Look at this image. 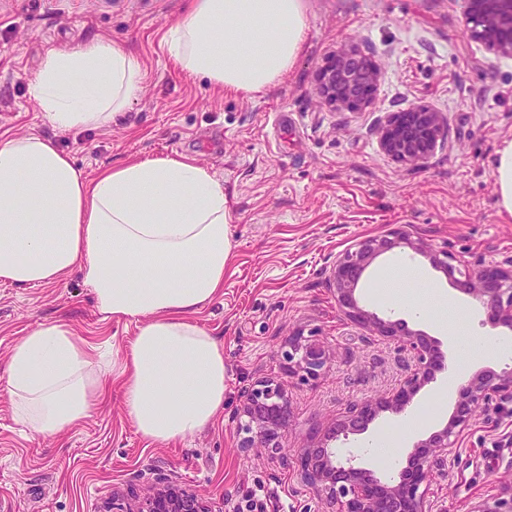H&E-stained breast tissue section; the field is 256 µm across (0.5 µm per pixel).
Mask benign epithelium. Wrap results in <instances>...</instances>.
Masks as SVG:
<instances>
[{"label": "benign epithelium", "mask_w": 512, "mask_h": 512, "mask_svg": "<svg viewBox=\"0 0 512 512\" xmlns=\"http://www.w3.org/2000/svg\"><path fill=\"white\" fill-rule=\"evenodd\" d=\"M467 30L493 53L512 56V0H462ZM381 79L378 67L355 46L335 52L316 75L317 91L332 107L358 110L369 105ZM447 121L435 110L390 112L377 129L381 150L410 166L423 164L436 150ZM421 251V244L402 230L368 237L336 257L333 281L336 301L352 321L367 326L385 338L397 339L398 348L410 355L412 365L383 406L394 413L405 410L428 378L440 368L433 344L424 336L397 337L396 324L377 316L367 317L352 292L368 265V260L396 245ZM437 264L452 283L467 286L482 305L488 318L512 327V269L489 265L473 273L465 263L446 251ZM288 373L304 382L318 380L328 363L325 346L317 339L301 336L288 341L281 352ZM512 403V369L487 371L470 379L458 391L453 415L429 441L419 446L410 464L396 483L383 481L354 455H341L326 445L304 448L297 457L301 476L317 493L323 512H424L428 473L441 466L474 411L494 398ZM378 403H350L345 419L354 431H362L375 414ZM289 422L288 391L282 381L263 378L245 393L237 432L241 447L260 443L272 453L281 452L280 439ZM112 512H223V508L196 492L177 487L172 479L156 474L147 493L124 501L112 497Z\"/></svg>", "instance_id": "1"}]
</instances>
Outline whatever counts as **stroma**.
Segmentation results:
<instances>
[{
  "label": "stroma",
  "instance_id": "35a3bbf8",
  "mask_svg": "<svg viewBox=\"0 0 512 512\" xmlns=\"http://www.w3.org/2000/svg\"><path fill=\"white\" fill-rule=\"evenodd\" d=\"M189 0H0V132L52 139L88 176L136 158L186 156L224 183L232 241L224 288L196 315L224 346V409L206 429L172 443L143 439L120 393L94 405L78 426L53 436L13 417L5 390L10 347L39 321L60 320L121 363L136 329L104 322L80 276L58 285H0V512H112V493L141 496L153 473L222 503L224 512H320L296 465L282 467L264 448H244L236 416L259 378L287 385L291 417L282 446L368 439L396 444L395 460L367 457L384 479L397 478L415 444L453 411L448 372L454 351L448 325L386 308L375 276L397 260L415 263L432 291L464 307L471 333L504 336L486 323L475 299L432 264L435 252L477 272L512 266V216L496 206L492 162L512 140V56L493 54L466 30L457 0H305L303 51L279 86L233 94L181 71L164 43ZM107 39L135 51L146 90L113 122L62 132L39 112L31 82L44 55ZM356 45L382 72L372 102L349 112L323 102L315 74L341 47ZM429 108L448 120L443 140L420 166L385 154L376 130L388 113ZM404 228L425 253L395 247L375 256L356 290L359 307L427 336L442 369L399 414L382 412L364 431L344 435L351 400L379 401L405 364L393 341L371 335L336 305L331 268L357 241ZM315 336L330 361L314 382L288 374L281 350L290 338ZM512 495V412L499 401L479 408L448 462L430 474L426 512H473Z\"/></svg>",
  "mask_w": 512,
  "mask_h": 512
}]
</instances>
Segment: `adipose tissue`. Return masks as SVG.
I'll list each match as a JSON object with an SVG mask.
<instances>
[{
	"instance_id": "adipose-tissue-1",
	"label": "adipose tissue",
	"mask_w": 512,
	"mask_h": 512,
	"mask_svg": "<svg viewBox=\"0 0 512 512\" xmlns=\"http://www.w3.org/2000/svg\"><path fill=\"white\" fill-rule=\"evenodd\" d=\"M307 27L305 0H192L165 35L170 57L224 91L276 88ZM136 53L105 39L44 56L31 84L61 131L101 129L143 92ZM231 252L224 184L183 157L138 159L87 177L39 134H0V283L79 273L102 320L140 325L120 365L66 324L38 322L6 356L15 420L33 433L77 426L120 387L152 442L207 428L224 408L223 346L195 319L224 286Z\"/></svg>"
}]
</instances>
